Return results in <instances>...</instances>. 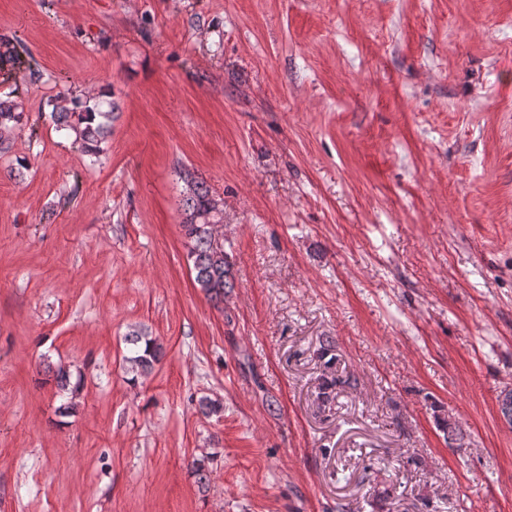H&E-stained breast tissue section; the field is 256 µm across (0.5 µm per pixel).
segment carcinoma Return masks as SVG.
<instances>
[{
    "mask_svg": "<svg viewBox=\"0 0 512 512\" xmlns=\"http://www.w3.org/2000/svg\"><path fill=\"white\" fill-rule=\"evenodd\" d=\"M24 64L20 55L12 48L0 44V79L7 81L12 71ZM51 117L57 128L71 130L81 147L95 150L106 137L112 111L102 109V102H90L79 97L59 96L51 101ZM22 113L17 105L0 99V129L10 123H19ZM184 221L182 224L186 238L190 242L188 258L195 272V283L208 296L223 298L224 289L233 287L230 273L224 259V250L216 247L212 239V225L219 223L213 200L201 181L194 182L189 195L183 202ZM134 346V355L127 358L131 369L138 373L151 370L162 356V349L150 336L128 337Z\"/></svg>",
    "mask_w": 512,
    "mask_h": 512,
    "instance_id": "cac0c4a2",
    "label": "carcinoma"
}]
</instances>
